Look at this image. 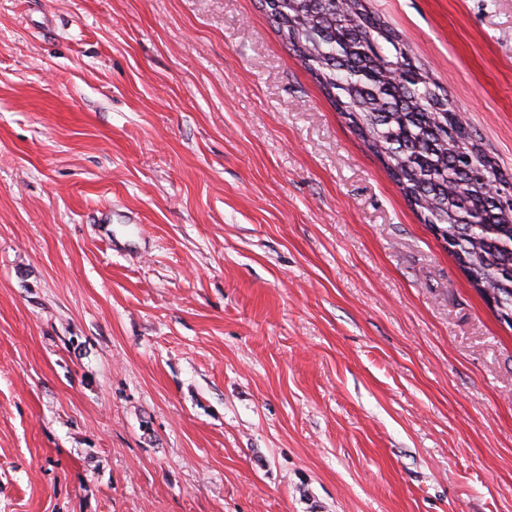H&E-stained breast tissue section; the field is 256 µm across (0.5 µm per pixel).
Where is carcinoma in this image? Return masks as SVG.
Instances as JSON below:
<instances>
[{
    "label": "carcinoma",
    "instance_id": "1",
    "mask_svg": "<svg viewBox=\"0 0 512 512\" xmlns=\"http://www.w3.org/2000/svg\"><path fill=\"white\" fill-rule=\"evenodd\" d=\"M277 33L382 160L409 205L454 240L477 290L512 317V208L492 183L512 174L483 147L402 37L363 0H262Z\"/></svg>",
    "mask_w": 512,
    "mask_h": 512
}]
</instances>
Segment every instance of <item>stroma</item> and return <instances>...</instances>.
Instances as JSON below:
<instances>
[{"mask_svg":"<svg viewBox=\"0 0 512 512\" xmlns=\"http://www.w3.org/2000/svg\"><path fill=\"white\" fill-rule=\"evenodd\" d=\"M512 173V0H366ZM0 512H512V326L259 0H0Z\"/></svg>","mask_w":512,"mask_h":512,"instance_id":"stroma-1","label":"stroma"}]
</instances>
